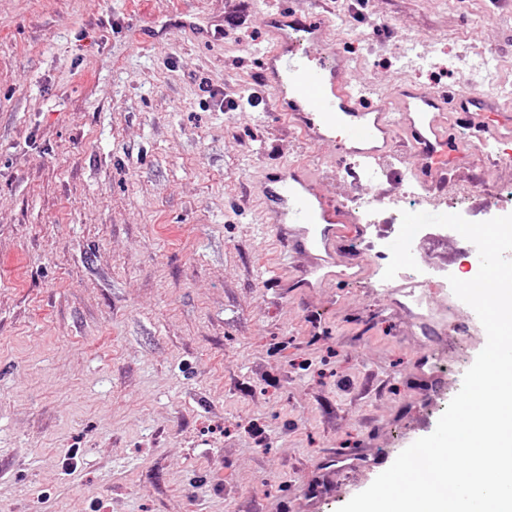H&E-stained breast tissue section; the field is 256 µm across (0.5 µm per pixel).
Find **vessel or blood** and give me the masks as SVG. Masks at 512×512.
Here are the masks:
<instances>
[{"label": "vessel or blood", "mask_w": 512, "mask_h": 512, "mask_svg": "<svg viewBox=\"0 0 512 512\" xmlns=\"http://www.w3.org/2000/svg\"><path fill=\"white\" fill-rule=\"evenodd\" d=\"M266 23L270 45L261 65L272 110L287 114L303 143L335 139L339 162L379 163L407 148L417 159L418 181L434 196L447 191L452 168L465 159L458 130L468 131L478 145L512 138V109L474 90L468 80L430 92L403 83L390 99L350 80L351 59L330 38L325 12L301 13L284 5L268 13ZM449 112L456 115L451 124L445 120ZM263 192L277 201L264 208L263 221L274 232L280 256L308 259L301 272L287 266L277 273L279 285H332L341 264L342 227L352 221L349 207L326 204L315 169L300 164L277 167Z\"/></svg>", "instance_id": "1"}]
</instances>
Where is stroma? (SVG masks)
<instances>
[{
  "label": "stroma",
  "mask_w": 512,
  "mask_h": 512,
  "mask_svg": "<svg viewBox=\"0 0 512 512\" xmlns=\"http://www.w3.org/2000/svg\"><path fill=\"white\" fill-rule=\"evenodd\" d=\"M281 2L234 25L227 0H0V512H338L434 431L484 348L447 280L479 264L441 229L415 241L440 272L424 307L413 270L383 274L400 212L512 214L491 148L478 184L464 169L435 198L406 195L408 150L361 164L391 188L377 223L345 227L342 261L367 268L268 281L266 172L321 163L331 204L373 190L268 105ZM323 5L352 77L469 75L512 103V0Z\"/></svg>",
  "instance_id": "obj_1"
}]
</instances>
